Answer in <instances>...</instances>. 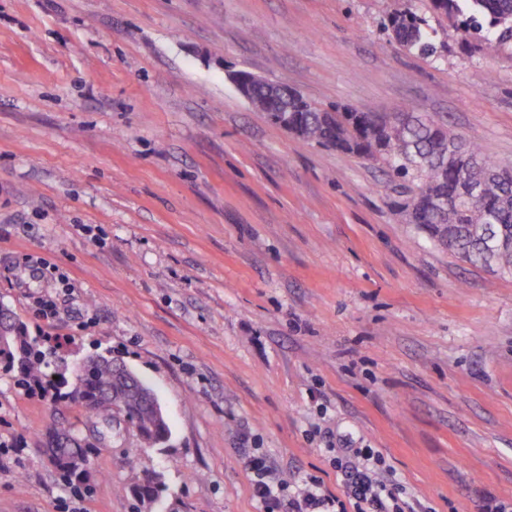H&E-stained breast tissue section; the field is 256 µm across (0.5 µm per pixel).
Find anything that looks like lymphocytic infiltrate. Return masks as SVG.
<instances>
[{"label":"lymphocytic infiltrate","mask_w":512,"mask_h":512,"mask_svg":"<svg viewBox=\"0 0 512 512\" xmlns=\"http://www.w3.org/2000/svg\"><path fill=\"white\" fill-rule=\"evenodd\" d=\"M355 460L333 456L332 465L341 478L343 496L331 495L320 477L306 479L296 490L276 480L264 455L252 454L251 488L263 512H416L400 486H387L378 478L384 463L373 449L360 448Z\"/></svg>","instance_id":"obj_1"}]
</instances>
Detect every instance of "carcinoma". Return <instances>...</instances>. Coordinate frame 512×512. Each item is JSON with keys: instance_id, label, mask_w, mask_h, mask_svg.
<instances>
[{"instance_id": "carcinoma-1", "label": "carcinoma", "mask_w": 512, "mask_h": 512, "mask_svg": "<svg viewBox=\"0 0 512 512\" xmlns=\"http://www.w3.org/2000/svg\"><path fill=\"white\" fill-rule=\"evenodd\" d=\"M429 10L452 21L464 39L478 42L483 55L493 59L512 43V0H429ZM424 14L411 8L395 9L384 29L403 49L421 57L435 55ZM255 110L272 118L274 112L295 117L294 135L304 143L332 147L382 164L402 182L414 209L416 228L462 261L475 267H495L512 275V170L493 162L481 146L466 141L432 117L417 112H357L348 107L321 109L305 98L274 101L265 87L253 92ZM483 187L474 200L458 195L461 180ZM0 314L13 321L14 335L0 344V368L17 372L16 383L38 387L55 405L81 406L82 425L51 427L44 445L56 454L53 467L62 481H82L89 466L77 469L71 449L59 450L55 441L82 439L86 428L109 421L120 412L136 429L140 447L161 448L170 438L168 421L154 410L153 389L139 376L121 371L123 362L98 353L92 364L80 359L58 361L45 350L6 305ZM162 491L160 477L151 476L132 488L142 503L153 502Z\"/></svg>"}]
</instances>
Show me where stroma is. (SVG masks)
I'll use <instances>...</instances> for the list:
<instances>
[{"label": "stroma", "instance_id": "1", "mask_svg": "<svg viewBox=\"0 0 512 512\" xmlns=\"http://www.w3.org/2000/svg\"><path fill=\"white\" fill-rule=\"evenodd\" d=\"M396 5L0 0V303L69 358L122 359L171 429L97 449L86 512H262L254 448L336 495L331 449L372 448L434 512H512V275L435 246L381 165L303 143L226 78L410 107L512 167V48L486 59L433 17L416 56L382 27ZM83 418L0 369V441L23 447L0 512H66L42 439ZM228 79L234 85L236 90L240 93V95L246 99V101L251 104V95L250 90L253 85L262 84L269 85L270 81L264 79L256 74H252L246 71H229Z\"/></svg>", "mask_w": 512, "mask_h": 512}]
</instances>
